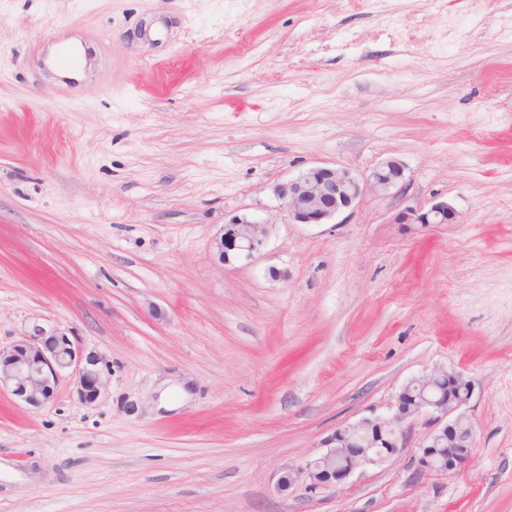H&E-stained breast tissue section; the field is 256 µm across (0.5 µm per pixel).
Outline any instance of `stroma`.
I'll list each match as a JSON object with an SVG mask.
<instances>
[{
  "mask_svg": "<svg viewBox=\"0 0 512 512\" xmlns=\"http://www.w3.org/2000/svg\"><path fill=\"white\" fill-rule=\"evenodd\" d=\"M389 159L401 198L287 222L278 184ZM439 201L459 223L395 220ZM241 214L267 245L219 262ZM41 331L107 386L0 392V512H512V0H0V348ZM437 366L472 385L457 470L417 471L423 412L276 492Z\"/></svg>",
  "mask_w": 512,
  "mask_h": 512,
  "instance_id": "obj_1",
  "label": "stroma"
}]
</instances>
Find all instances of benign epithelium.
I'll return each mask as SVG.
<instances>
[{
	"label": "benign epithelium",
	"instance_id": "benign-epithelium-1",
	"mask_svg": "<svg viewBox=\"0 0 512 512\" xmlns=\"http://www.w3.org/2000/svg\"><path fill=\"white\" fill-rule=\"evenodd\" d=\"M404 189V167L396 160L379 165L362 182L350 171L328 166H311L295 178L275 188L281 208L290 224H328L345 211L357 207L366 192L371 191L385 198H397ZM400 224H455L458 211L446 201H439L427 209L407 208L397 214ZM269 224L249 215H236L225 223L213 239L217 259L230 263L238 259H251L261 252L269 236ZM74 378L79 401L86 405L95 403L104 385V370L100 358L85 351L65 334L35 336L14 343L6 350L0 349V390L12 394L32 407H42L51 402L64 375ZM448 382V392L433 395L429 389L435 381ZM421 393V399L412 406L405 401L412 392ZM471 397V386L459 372L443 366L430 373L410 380L401 390L397 410L389 416L364 418L358 423L337 429L326 440V450L319 457L284 469L276 490L281 495L296 484H303L317 492L346 480L358 467L384 462L387 456L405 446L406 431L403 424L422 411H431L441 420L454 412L456 416L436 426L424 438L418 457L419 471L448 474L469 456L455 454V448L442 447L445 434L458 435V430L470 424L468 417L459 412ZM360 431L384 432L388 435V455H382L371 446L352 438Z\"/></svg>",
	"mask_w": 512,
	"mask_h": 512
}]
</instances>
